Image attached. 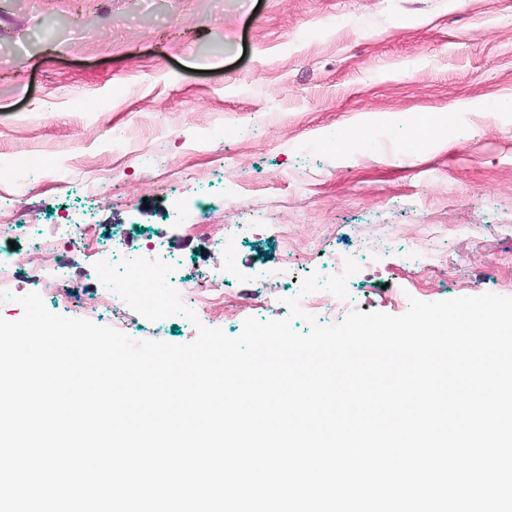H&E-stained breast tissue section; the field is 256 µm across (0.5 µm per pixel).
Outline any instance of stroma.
<instances>
[{"mask_svg":"<svg viewBox=\"0 0 512 512\" xmlns=\"http://www.w3.org/2000/svg\"><path fill=\"white\" fill-rule=\"evenodd\" d=\"M83 2L89 35L72 0L0 10V205L43 207L37 224L0 233V256L18 261L23 293L58 279L51 313L77 317L98 281L93 249L56 225L63 212L103 218L104 238L116 224L152 237L177 276H204L228 302L194 322L123 308L135 341L184 344L200 324L235 337L325 289L347 309L323 326L356 310L400 316L414 299L512 297V0ZM432 116L447 135L427 131ZM229 123L243 130L230 144ZM160 155L191 165L155 178ZM106 170L119 193L96 190ZM229 189L313 258L262 282L281 264L265 233L236 238L229 270L223 217L185 241L171 198L215 207ZM54 232L73 249L29 264L32 237Z\"/></svg>","mask_w":512,"mask_h":512,"instance_id":"obj_1","label":"stroma"}]
</instances>
